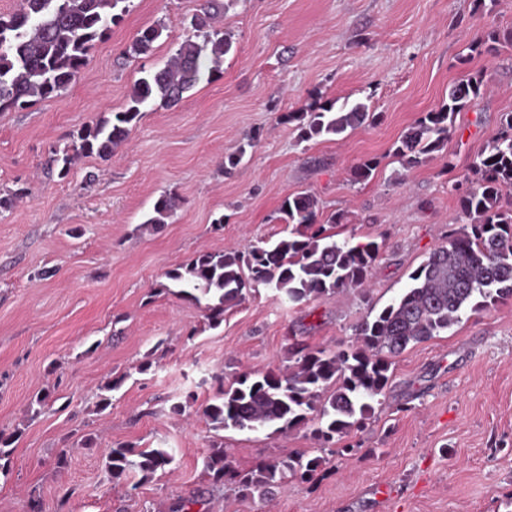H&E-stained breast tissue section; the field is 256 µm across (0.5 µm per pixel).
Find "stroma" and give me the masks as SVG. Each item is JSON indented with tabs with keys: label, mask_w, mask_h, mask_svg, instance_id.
Here are the masks:
<instances>
[{
	"label": "stroma",
	"mask_w": 512,
	"mask_h": 512,
	"mask_svg": "<svg viewBox=\"0 0 512 512\" xmlns=\"http://www.w3.org/2000/svg\"><path fill=\"white\" fill-rule=\"evenodd\" d=\"M202 2L129 0L66 91L0 112V193L28 190L0 209V431L11 439L0 512H172L188 497L193 512H512V299L465 312L395 358L370 419L348 437L358 451L273 501L206 481L215 433L198 412L216 378L285 367L293 342L347 348L458 226L452 184L512 111V48L473 56L469 46L512 29V0H230L215 20L233 42L222 74L175 108L144 112L111 157L80 158L60 178L54 151L123 110ZM159 23L152 54L128 56L138 31ZM475 74L487 89L454 114L446 148L403 167L394 142ZM320 98L365 102L379 119L300 140L288 115ZM241 147L239 166L225 169ZM371 158L373 177L352 182V167ZM300 192L318 200L320 218L343 213L338 239L380 244L367 294L293 304L262 287L210 329L201 308L161 291L166 272L201 251L281 238L279 207ZM164 194L177 199L174 216L147 223ZM85 435L96 447H80ZM223 436L241 469L319 452L305 428ZM117 445L171 448L175 461L114 485L103 451Z\"/></svg>",
	"instance_id": "obj_1"
}]
</instances>
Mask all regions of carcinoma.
Returning <instances> with one entry per match:
<instances>
[{
	"instance_id": "cac0c4a2",
	"label": "carcinoma",
	"mask_w": 512,
	"mask_h": 512,
	"mask_svg": "<svg viewBox=\"0 0 512 512\" xmlns=\"http://www.w3.org/2000/svg\"><path fill=\"white\" fill-rule=\"evenodd\" d=\"M126 0H21L20 9L0 14V112L57 96L77 78L96 42L102 40L125 11ZM224 0H205L203 12L192 16L177 49L160 68L149 70L133 85L125 110L100 116L80 129L71 145L57 154L60 178H66L75 157L107 158L127 138L146 109L172 108L202 81L222 71L232 41L212 26L224 11ZM165 26L141 29L130 46L135 56L147 55ZM485 92L475 75L453 86L448 101L424 113L395 142L402 166L425 163L448 143V120L467 109ZM298 122L304 141L340 135L375 114L364 102L341 104L314 101L288 113ZM474 180L458 193L465 224L448 233L447 244L431 253L411 276V285L373 318L356 327V342L346 349H312L297 344L289 351L288 368L240 374L219 387L200 414L216 432L227 429L287 432L316 414L313 437L332 444L368 419L375 399L391 379V358L412 343L432 338L459 321L462 311L474 313L512 298V113L501 132L469 163ZM175 211L172 197L154 204L147 224H165ZM279 220L288 235L273 243L259 241L243 250L201 251L187 264L166 272L162 289L198 305L208 326L224 322V312L239 305L249 290L264 286L292 303L332 297L347 289H363L379 256L375 241H338L331 225L344 220L332 213L317 222V200L309 193L286 197ZM173 462L164 448L119 445L104 450L107 481L116 483L135 472L151 478ZM328 461L306 452L286 460L269 459L248 469L231 464L224 439L212 443L203 460V474L214 484L232 482L244 496H271L288 479L312 480Z\"/></svg>"
}]
</instances>
